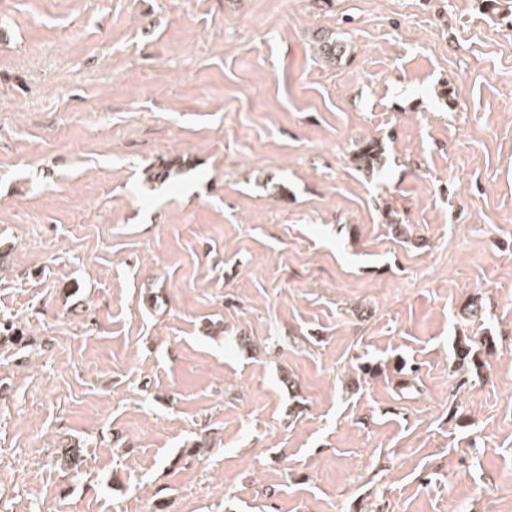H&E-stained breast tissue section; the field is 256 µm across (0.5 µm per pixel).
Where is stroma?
Segmentation results:
<instances>
[{
	"label": "stroma",
	"instance_id": "1",
	"mask_svg": "<svg viewBox=\"0 0 512 512\" xmlns=\"http://www.w3.org/2000/svg\"><path fill=\"white\" fill-rule=\"evenodd\" d=\"M0 512H512V0H0ZM354 154L357 167L367 176L379 172L385 159L384 146L374 138L362 140Z\"/></svg>",
	"mask_w": 512,
	"mask_h": 512
}]
</instances>
